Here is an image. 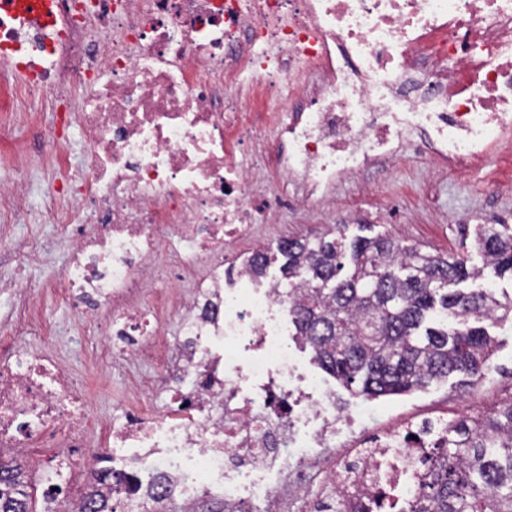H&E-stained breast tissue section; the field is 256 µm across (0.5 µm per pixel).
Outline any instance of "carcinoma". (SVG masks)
<instances>
[{
    "mask_svg": "<svg viewBox=\"0 0 512 512\" xmlns=\"http://www.w3.org/2000/svg\"><path fill=\"white\" fill-rule=\"evenodd\" d=\"M345 228L278 247L283 273L306 282L289 313L316 361L363 397L409 392L452 374L484 378L493 347L480 322L512 318V297L460 287L484 273L462 254H427L388 235L349 241ZM479 247L485 268L512 275V226H484ZM439 309L458 317L457 326L429 324ZM439 458L414 512H512V401L448 424ZM26 483L19 467L0 460V512H29L31 496L17 495Z\"/></svg>",
    "mask_w": 512,
    "mask_h": 512,
    "instance_id": "cac0c4a2",
    "label": "carcinoma"
}]
</instances>
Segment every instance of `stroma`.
<instances>
[{
	"instance_id": "obj_1",
	"label": "stroma",
	"mask_w": 512,
	"mask_h": 512,
	"mask_svg": "<svg viewBox=\"0 0 512 512\" xmlns=\"http://www.w3.org/2000/svg\"><path fill=\"white\" fill-rule=\"evenodd\" d=\"M53 122L49 105L36 100L14 81L0 80V180L13 173L17 153L40 165L44 178L55 176L46 156H56L63 166H81L84 134L80 127L68 132L61 148H53L46 134ZM371 196H363L357 182L344 183L339 194L348 204L366 210L364 224H348L347 237L360 233L390 234L423 251L437 254L463 253L471 265L483 263L474 241L470 220L482 216L494 223L497 214L512 212V149H502L483 169L465 176H432L425 164L403 162L369 175ZM42 200L32 195L23 212L0 207V278L17 277L27 287L25 299L0 293V336H9L8 324L16 315L26 318L25 331L18 336L22 347L56 354L68 366L90 409L82 455L104 449L107 427L113 413L125 408H168L165 395L146 394L144 381L161 376L163 358L180 340L179 319L170 310L166 285L147 294L161 322L155 343L158 363L145 365L113 358L103 344L89 336V321L64 299L59 280L68 263L71 246L65 235H57L53 248L39 262L30 264L26 254L32 240L46 228L40 220ZM344 219V212L328 215L323 209H297L284 215L279 224L265 227L262 236L273 248L288 237L315 238L329 229V218ZM488 332L495 350L491 368L482 380L470 383L453 375L443 381L410 392L389 396L393 414L414 415L447 409L450 419L473 416L512 400V320L490 325Z\"/></svg>"
}]
</instances>
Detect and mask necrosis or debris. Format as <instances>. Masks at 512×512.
I'll return each instance as SVG.
<instances>
[{"label":"necrosis or debris","mask_w":512,"mask_h":512,"mask_svg":"<svg viewBox=\"0 0 512 512\" xmlns=\"http://www.w3.org/2000/svg\"><path fill=\"white\" fill-rule=\"evenodd\" d=\"M2 41L41 63L30 90L53 109L52 144L76 125L85 149L57 185L19 162L0 204L20 212L41 192L43 223L72 244L64 297L109 308L113 356L150 358L159 262L177 283L198 273L177 310L169 410L112 420L118 512L176 495L186 512L207 497L283 512L312 487L313 512H403L448 441L447 413L382 421L379 398L344 397L305 364L288 313L303 284L261 264L256 229L338 205L343 182L406 160L481 168L512 137V0H54L47 27L1 12ZM88 418L54 356L0 342V449H37L42 494L66 512L88 503L57 482Z\"/></svg>","instance_id":"1"}]
</instances>
